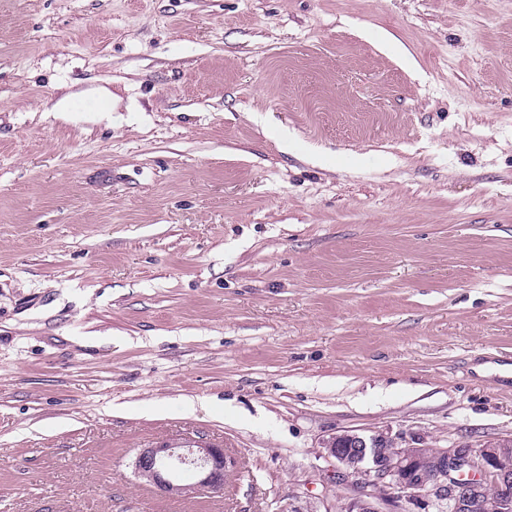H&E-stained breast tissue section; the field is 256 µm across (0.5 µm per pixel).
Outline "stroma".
<instances>
[{
  "label": "stroma",
  "instance_id": "stroma-1",
  "mask_svg": "<svg viewBox=\"0 0 512 512\" xmlns=\"http://www.w3.org/2000/svg\"><path fill=\"white\" fill-rule=\"evenodd\" d=\"M345 430L512 438V0H0V512H342ZM112 97V92L105 88L96 90L92 94H66L55 103V105L53 106V110L55 112H74V103L77 99L95 98L103 100L105 102V106L94 112H112ZM134 474L169 497L191 498L202 492L224 490L234 459L219 445L185 439L142 448L133 461ZM189 474L191 482H185Z\"/></svg>",
  "mask_w": 512,
  "mask_h": 512
}]
</instances>
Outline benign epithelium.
Returning a JSON list of instances; mask_svg holds the SVG:
<instances>
[{
	"label": "benign epithelium",
	"instance_id": "obj_1",
	"mask_svg": "<svg viewBox=\"0 0 512 512\" xmlns=\"http://www.w3.org/2000/svg\"><path fill=\"white\" fill-rule=\"evenodd\" d=\"M389 445L394 446L393 453H378ZM324 449L335 460L336 470L325 475L323 483H335L338 475L347 483L353 492L347 512H395L403 501L436 512H500L507 506L499 498L481 497L490 481L504 492L512 486V448L502 444L488 443L478 451L456 444L433 449L448 467L429 487L415 479V471L427 459L425 448L404 446L397 437L344 431L327 439ZM234 466L223 447L193 438L142 448L133 461L138 478L165 495L181 498L224 490ZM382 488L384 495L379 494Z\"/></svg>",
	"mask_w": 512,
	"mask_h": 512
}]
</instances>
